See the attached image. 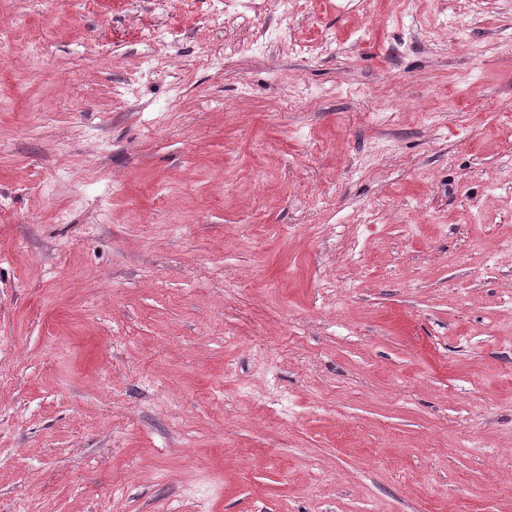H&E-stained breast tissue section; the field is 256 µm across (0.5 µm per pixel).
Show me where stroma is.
Masks as SVG:
<instances>
[{"label":"stroma","instance_id":"35a3bbf8","mask_svg":"<svg viewBox=\"0 0 512 512\" xmlns=\"http://www.w3.org/2000/svg\"><path fill=\"white\" fill-rule=\"evenodd\" d=\"M213 10L0 0V512H512V0Z\"/></svg>","mask_w":512,"mask_h":512}]
</instances>
